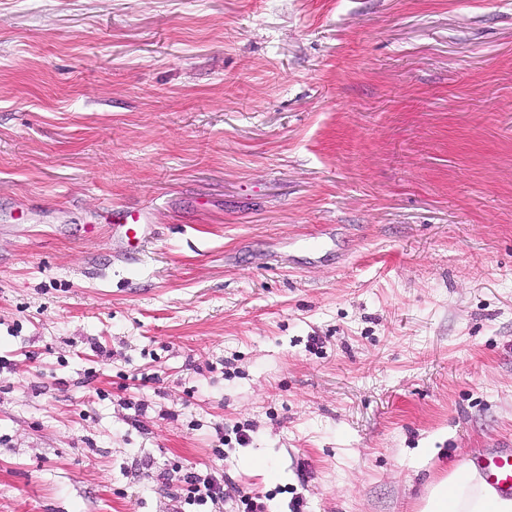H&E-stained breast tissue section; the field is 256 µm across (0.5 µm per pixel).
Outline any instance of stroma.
<instances>
[{"mask_svg":"<svg viewBox=\"0 0 512 512\" xmlns=\"http://www.w3.org/2000/svg\"><path fill=\"white\" fill-rule=\"evenodd\" d=\"M507 443L512 0H0V512H419ZM146 215L143 209L131 207H113L109 216L112 230L118 232L130 249H135L140 240L146 235L149 224L145 223ZM187 485L186 501L189 505H206L209 501L212 505L226 502L227 498L232 501L229 493H224V485L212 476H202L190 472L186 478Z\"/></svg>","mask_w":512,"mask_h":512,"instance_id":"35a3bbf8","label":"stroma"}]
</instances>
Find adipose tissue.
Masks as SVG:
<instances>
[{"label": "adipose tissue", "instance_id": "obj_1", "mask_svg": "<svg viewBox=\"0 0 512 512\" xmlns=\"http://www.w3.org/2000/svg\"><path fill=\"white\" fill-rule=\"evenodd\" d=\"M422 512H512V497L499 494L474 465H452L427 491Z\"/></svg>", "mask_w": 512, "mask_h": 512}]
</instances>
